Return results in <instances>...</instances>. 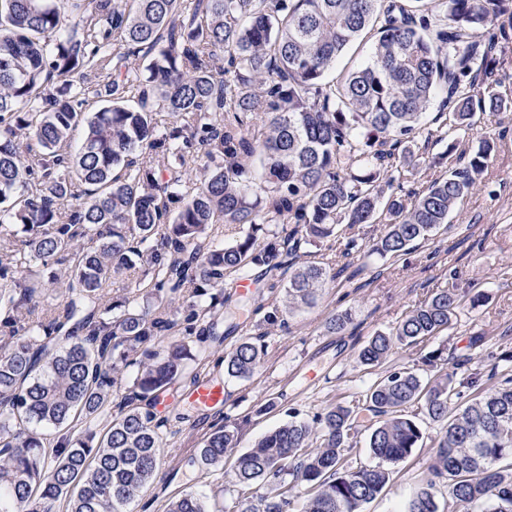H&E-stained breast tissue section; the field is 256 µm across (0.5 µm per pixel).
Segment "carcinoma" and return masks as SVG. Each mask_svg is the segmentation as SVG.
Wrapping results in <instances>:
<instances>
[{"instance_id":"carcinoma-1","label":"carcinoma","mask_w":512,"mask_h":512,"mask_svg":"<svg viewBox=\"0 0 512 512\" xmlns=\"http://www.w3.org/2000/svg\"><path fill=\"white\" fill-rule=\"evenodd\" d=\"M440 2L0 0V512H130L158 465L153 408L184 378L185 339L208 350L226 274L286 265V302L308 306L327 278L361 270L330 276L299 261L306 247L383 224L366 249L348 237L343 255L399 257L450 223L494 150L461 135L508 109L493 82L512 0ZM358 41L371 43L367 62L336 73ZM413 142L426 166L448 163L418 192L401 180ZM220 217L242 226L232 244L218 241ZM38 264L61 288L40 316ZM137 264L135 287L155 304H104L106 280ZM462 298L436 289L371 336L361 363L452 331ZM262 356V337H247L224 368L247 377ZM458 398L447 377L393 371L351 408L289 420L237 458L235 482L270 491L235 512H362L390 472L347 469L344 451L362 427L375 457L403 462L424 441L421 414L443 423L444 512H512V378ZM110 405L107 427L91 428ZM236 444L218 423L199 461ZM434 486L404 512H439ZM207 500L181 493L166 512H210Z\"/></svg>"}]
</instances>
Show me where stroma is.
I'll return each mask as SVG.
<instances>
[{"instance_id":"1","label":"stroma","mask_w":512,"mask_h":512,"mask_svg":"<svg viewBox=\"0 0 512 512\" xmlns=\"http://www.w3.org/2000/svg\"><path fill=\"white\" fill-rule=\"evenodd\" d=\"M485 137L497 143L494 160L447 227L396 259L353 258V265H365L369 286L357 289L330 281L315 305L291 309L280 304L272 322L263 308L236 329L231 315L240 306L241 295L236 276L227 277L223 348L231 350L243 338L260 334L265 342L263 359L247 379L227 377L212 354L188 361L187 375L202 368L211 379L223 382L224 408L220 415L204 417L181 391L170 392L168 404L157 411L165 421L158 475L131 503L132 512H166L172 497L194 490L232 512L242 493L233 475L239 453L290 416L309 421L330 408L353 405L386 372L411 371L425 378L449 373L461 385L473 375L482 387L500 383L512 372V364L501 359L503 352H512V109L481 116L462 145L477 147ZM452 283L482 295L479 303L463 302L452 334H440L417 347L397 346L379 368L361 363L359 350L370 336L389 330L433 290ZM344 311L351 314L352 325L342 333L330 332L329 317ZM438 348L442 361L426 366L425 355ZM472 394L462 385V399ZM220 418L238 427V444L227 451L223 463L199 467L198 449ZM419 423L425 434L422 446L404 462L391 465L389 483L364 512H403L412 494L431 478L437 463L432 441L443 429L425 417Z\"/></svg>"}]
</instances>
